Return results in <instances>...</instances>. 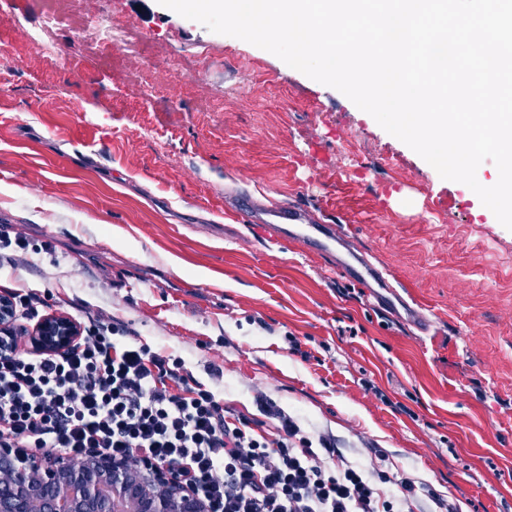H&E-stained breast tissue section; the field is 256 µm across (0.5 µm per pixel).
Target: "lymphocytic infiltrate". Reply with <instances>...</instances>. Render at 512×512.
Masks as SVG:
<instances>
[{"label": "lymphocytic infiltrate", "mask_w": 512, "mask_h": 512, "mask_svg": "<svg viewBox=\"0 0 512 512\" xmlns=\"http://www.w3.org/2000/svg\"><path fill=\"white\" fill-rule=\"evenodd\" d=\"M129 336L97 318L65 351L0 353V443L173 467L209 512H405L415 497L408 478L386 497L387 471L353 465L283 410L274 430L256 429L182 361Z\"/></svg>", "instance_id": "1"}]
</instances>
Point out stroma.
Here are the masks:
<instances>
[{
    "mask_svg": "<svg viewBox=\"0 0 512 512\" xmlns=\"http://www.w3.org/2000/svg\"><path fill=\"white\" fill-rule=\"evenodd\" d=\"M131 44L90 59L36 0L0 8V234L40 315L123 323L224 407L274 401L348 461L458 512H512V231L338 90L158 0H90ZM53 47L30 52L33 38ZM246 192L335 224L427 330L224 212ZM15 246L18 250H14L13 253L10 254H0V268L2 269L5 266H9L11 268H17L18 266L27 265V246L28 239L25 232H15L14 237Z\"/></svg>",
    "mask_w": 512,
    "mask_h": 512,
    "instance_id": "stroma-1",
    "label": "stroma"
}]
</instances>
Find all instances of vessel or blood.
I'll list each match as a JSON object with an SVG mask.
<instances>
[{
  "instance_id": "1",
  "label": "vessel or blood",
  "mask_w": 512,
  "mask_h": 512,
  "mask_svg": "<svg viewBox=\"0 0 512 512\" xmlns=\"http://www.w3.org/2000/svg\"><path fill=\"white\" fill-rule=\"evenodd\" d=\"M224 209L238 221L262 225L276 238L301 243L309 251L331 257L339 271L367 288L379 304L391 309L402 305V298L383 272L368 261L354 262L337 255L336 246L343 238L335 226L312 223L309 213L297 207L259 205L246 193L226 197Z\"/></svg>"
}]
</instances>
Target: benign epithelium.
<instances>
[{
	"mask_svg": "<svg viewBox=\"0 0 512 512\" xmlns=\"http://www.w3.org/2000/svg\"><path fill=\"white\" fill-rule=\"evenodd\" d=\"M16 315L0 296V350L12 341ZM63 315L43 318L31 331V348L68 349L79 336ZM0 512H207L204 502L176 470L143 462L132 468L106 454L79 461L29 454L0 444Z\"/></svg>",
	"mask_w": 512,
	"mask_h": 512,
	"instance_id": "7a95c632",
	"label": "benign epithelium"
}]
</instances>
